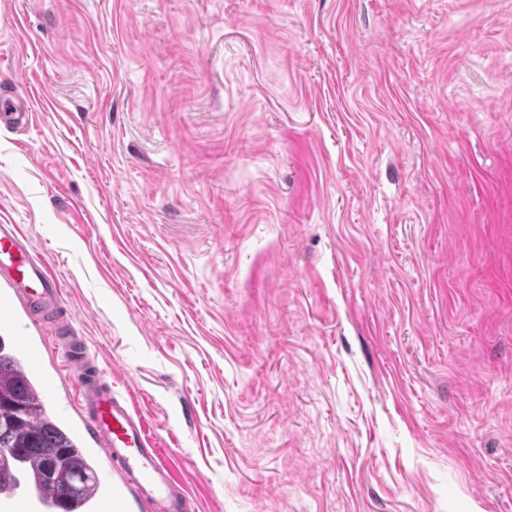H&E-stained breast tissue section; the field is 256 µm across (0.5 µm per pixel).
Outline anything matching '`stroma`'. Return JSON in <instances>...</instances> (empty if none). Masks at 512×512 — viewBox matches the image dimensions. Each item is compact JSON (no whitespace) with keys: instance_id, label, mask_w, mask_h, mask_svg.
<instances>
[{"instance_id":"1","label":"stroma","mask_w":512,"mask_h":512,"mask_svg":"<svg viewBox=\"0 0 512 512\" xmlns=\"http://www.w3.org/2000/svg\"><path fill=\"white\" fill-rule=\"evenodd\" d=\"M1 91L198 512H512V0H0Z\"/></svg>"}]
</instances>
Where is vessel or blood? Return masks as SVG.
Wrapping results in <instances>:
<instances>
[{
    "label": "vessel or blood",
    "mask_w": 512,
    "mask_h": 512,
    "mask_svg": "<svg viewBox=\"0 0 512 512\" xmlns=\"http://www.w3.org/2000/svg\"><path fill=\"white\" fill-rule=\"evenodd\" d=\"M29 108L0 96V122L25 125ZM58 281L14 224H0V347L24 354L45 408L76 438L96 480L76 512H194L141 418L72 334ZM0 512H60L22 466L0 484Z\"/></svg>",
    "instance_id": "1"
}]
</instances>
